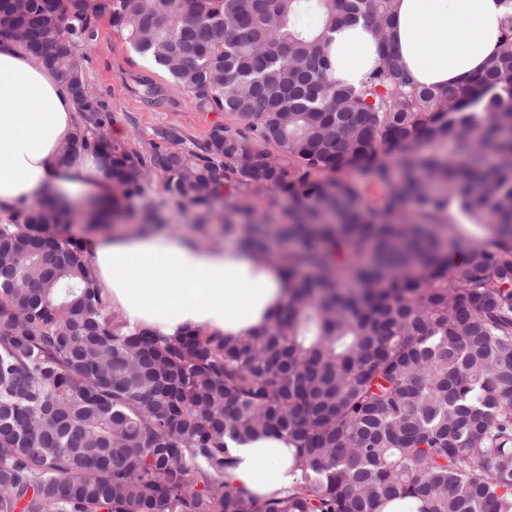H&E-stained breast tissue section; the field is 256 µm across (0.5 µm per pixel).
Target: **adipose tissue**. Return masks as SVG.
I'll return each mask as SVG.
<instances>
[{
    "mask_svg": "<svg viewBox=\"0 0 512 512\" xmlns=\"http://www.w3.org/2000/svg\"><path fill=\"white\" fill-rule=\"evenodd\" d=\"M512 0H396L394 55L412 86H463L499 52ZM331 73L360 87L381 63L374 29L342 24L328 34ZM66 85L42 60L0 38V217L42 202L65 206L78 194L111 205L112 185L93 157L63 158L82 126ZM89 268L129 328L163 336L189 328L229 337L269 327L291 294L286 259L257 260L241 243L201 244L144 231L87 239ZM226 490L264 496L299 481L286 440L232 444Z\"/></svg>",
    "mask_w": 512,
    "mask_h": 512,
    "instance_id": "1",
    "label": "adipose tissue"
}]
</instances>
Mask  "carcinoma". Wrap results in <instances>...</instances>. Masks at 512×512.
I'll list each match as a JSON object with an SVG mask.
<instances>
[{
  "label": "carcinoma",
  "mask_w": 512,
  "mask_h": 512,
  "mask_svg": "<svg viewBox=\"0 0 512 512\" xmlns=\"http://www.w3.org/2000/svg\"><path fill=\"white\" fill-rule=\"evenodd\" d=\"M0 0V37L68 86L106 18L132 49L223 112L190 147L179 126L138 152L102 104L63 154L101 158L112 215L162 176L173 200L266 253L242 199L288 197L295 282L256 336L125 330L70 213L0 224V512H512V24L461 88H414L389 50L393 0ZM372 26L381 64L355 91L327 31ZM476 95L482 111L457 100ZM364 171L370 186L343 179ZM486 234L461 244L452 211ZM240 216L238 222L234 217ZM295 448L301 481L224 490L225 439Z\"/></svg>",
  "instance_id": "carcinoma-1"
}]
</instances>
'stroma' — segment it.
I'll return each instance as SVG.
<instances>
[{"instance_id": "obj_1", "label": "stroma", "mask_w": 512, "mask_h": 512, "mask_svg": "<svg viewBox=\"0 0 512 512\" xmlns=\"http://www.w3.org/2000/svg\"><path fill=\"white\" fill-rule=\"evenodd\" d=\"M82 53L89 89L105 104L111 127L122 129L123 141L129 148L146 150L156 130L169 124L182 126L191 142L205 139L216 113L199 111L192 96L172 88L168 77L136 55L108 21L100 22L97 39L84 46ZM145 78L165 87L167 99L162 105L149 104L134 94L136 83ZM148 206L153 207L160 229L169 235L197 233L207 241L224 232V220L220 217L212 221L206 232H199L197 210L170 199L161 176L149 179L143 197L125 202L128 222L137 221Z\"/></svg>"}]
</instances>
